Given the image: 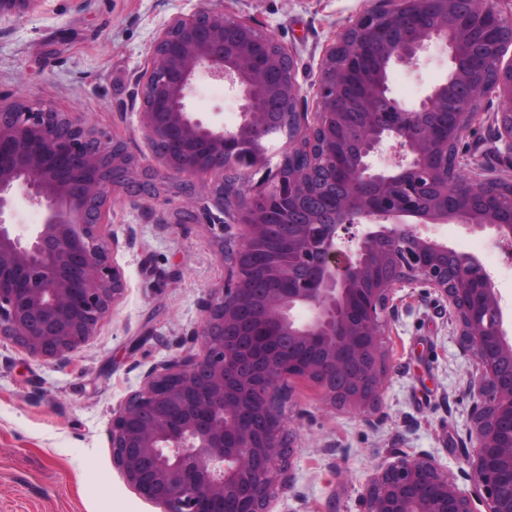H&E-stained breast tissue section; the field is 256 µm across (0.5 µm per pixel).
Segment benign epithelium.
<instances>
[{"mask_svg":"<svg viewBox=\"0 0 512 512\" xmlns=\"http://www.w3.org/2000/svg\"><path fill=\"white\" fill-rule=\"evenodd\" d=\"M46 0H0V24ZM498 0H384L361 13L323 54L313 117L294 56L223 0L175 15L154 39L136 78L140 129L151 147L185 145L208 163L155 152L181 191L218 178L211 205L175 212L176 224L245 226L239 244L218 250L230 271L202 300L198 350L154 364L141 388L112 410L115 464L162 512H268L285 490L292 448L282 389L307 378L325 402L373 409L387 374L384 336L399 292L418 286L446 298L473 358L468 463L474 497L428 456L401 455L371 478L365 512H512V344L491 276L479 259L423 232L427 224L489 227L512 242V182L465 172L458 145L483 99L495 98L494 153L512 165V13ZM448 49L446 80L414 104L391 95L389 70L414 64L432 44ZM204 73L242 100L232 130L191 106ZM295 116L273 130L271 111ZM455 121L437 140L433 117ZM288 142L278 180L263 194L224 206V177L272 159L270 140ZM393 157L385 168L373 160ZM335 187L307 207L318 175ZM163 176L126 147L48 104L0 103V336L43 361L77 352L117 303L126 282L106 233L112 194L150 201ZM23 202L42 221L23 235ZM288 205L286 262L268 257L272 210ZM366 225L360 232L351 229ZM270 285L255 298L240 267Z\"/></svg>","mask_w":512,"mask_h":512,"instance_id":"7a95c632","label":"benign epithelium"}]
</instances>
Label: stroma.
I'll return each mask as SVG.
<instances>
[{
  "label": "stroma",
  "instance_id": "obj_1",
  "mask_svg": "<svg viewBox=\"0 0 512 512\" xmlns=\"http://www.w3.org/2000/svg\"><path fill=\"white\" fill-rule=\"evenodd\" d=\"M209 0H47L37 12L0 25V101L46 102L99 133L123 141L154 163L132 103L135 79L163 25ZM372 0H224L227 14L251 22L294 54L297 80L314 101L319 63L331 43ZM448 75V52L431 46L418 64L397 66L391 90L419 101ZM201 116L240 121L241 102L224 83L199 76L193 96ZM497 100L484 102L459 144L470 175L512 180L492 153ZM169 178L160 197H112L109 233L127 283L122 299L91 339L63 362H43L0 339V512H161L127 482L109 443L112 411L139 390L150 366L196 352L200 303L222 285L243 227L216 232L177 224L173 213L199 206ZM428 232L492 268L512 313V266L485 246L494 234L432 224ZM388 371L380 400L367 413L327 405L310 380L288 381L283 412L293 452L290 487L270 512H363L371 476L399 455H426L471 492L466 453L472 427L473 364L463 355L448 301L429 288H408L386 328Z\"/></svg>",
  "mask_w": 512,
  "mask_h": 512
}]
</instances>
